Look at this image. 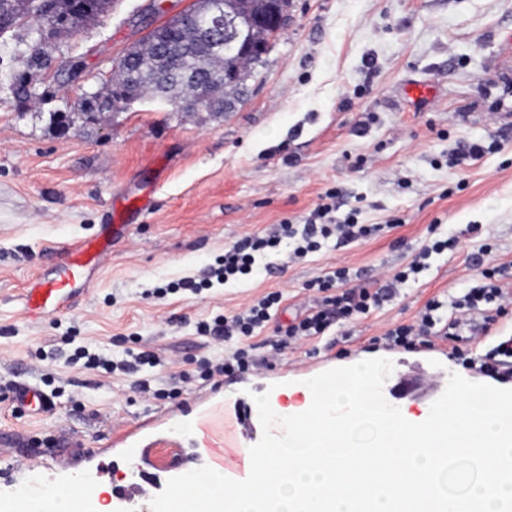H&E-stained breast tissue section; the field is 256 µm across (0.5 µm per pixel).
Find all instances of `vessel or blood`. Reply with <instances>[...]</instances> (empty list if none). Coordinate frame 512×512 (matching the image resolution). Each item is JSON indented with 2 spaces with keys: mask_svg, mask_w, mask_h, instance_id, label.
<instances>
[{
  "mask_svg": "<svg viewBox=\"0 0 512 512\" xmlns=\"http://www.w3.org/2000/svg\"><path fill=\"white\" fill-rule=\"evenodd\" d=\"M104 255V245L94 241L69 249L59 260L55 274L40 275L30 281L23 294L25 317L38 321L48 313L69 308L76 294L90 288L92 281L88 272L100 265ZM14 397L32 414L51 407L47 395L34 385L18 386ZM181 412L178 406L162 409L136 424L114 431L112 445L118 454L137 456L145 461L146 467L113 489L112 512H151L152 498L165 488L170 478L215 464L211 430L218 417L232 415V440L236 447H251L262 437L258 414L253 413L243 399L220 400L219 390L214 387L197 398L194 423L199 436L187 450L180 441L165 435Z\"/></svg>",
  "mask_w": 512,
  "mask_h": 512,
  "instance_id": "b4317fda",
  "label": "vessel or blood"
}]
</instances>
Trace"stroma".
Here are the masks:
<instances>
[{
	"label": "stroma",
	"mask_w": 512,
	"mask_h": 512,
	"mask_svg": "<svg viewBox=\"0 0 512 512\" xmlns=\"http://www.w3.org/2000/svg\"><path fill=\"white\" fill-rule=\"evenodd\" d=\"M112 0L110 10L75 31L39 39L34 21L0 36V453L40 469L44 454L74 483L110 464L115 428L144 415L192 406L208 390L181 375L203 358H225L222 344L196 332L199 321L230 315L279 289V324L314 303L306 285L331 267L364 270L368 279L407 263L429 225L491 233L499 261L512 262V0H291L270 52L254 65L243 98L221 115L177 112L157 99L86 123L74 113L84 94L108 96L121 56L193 0ZM48 58L32 63L34 46ZM32 78L17 98L14 83ZM433 89L425 101L406 96L409 82ZM73 116L60 129L55 114ZM489 145L481 158L452 164L459 147ZM342 211L390 232L299 261L274 258L278 274L217 286L200 294L155 298L151 289L201 278L225 247L286 221L301 224L329 188ZM149 194L146 213L116 210ZM112 247L89 292L66 310L34 322L20 295L33 276L54 269L73 243ZM473 240L437 261L384 310L341 324L330 354L336 367L386 358L394 367L421 361L425 348L387 349L376 341L410 324L425 302L452 295L477 270ZM162 360L155 389L175 398L132 399L130 376L72 365L75 347L118 359L124 337ZM268 358L267 368L223 380L221 392L260 393L282 383V405H301L296 369L306 347ZM27 382L56 391L54 407L30 415L10 387Z\"/></svg>",
	"instance_id": "35a3bbf8"
}]
</instances>
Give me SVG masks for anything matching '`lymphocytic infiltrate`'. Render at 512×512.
<instances>
[{"instance_id":"lymphocytic-infiltrate-1","label":"lymphocytic infiltrate","mask_w":512,"mask_h":512,"mask_svg":"<svg viewBox=\"0 0 512 512\" xmlns=\"http://www.w3.org/2000/svg\"><path fill=\"white\" fill-rule=\"evenodd\" d=\"M335 197L334 190L325 191L313 211V221L279 224L269 233L245 236L225 248L223 255L211 265L208 280L172 281L156 287L155 295L160 297L180 290L198 294L216 284L224 285L250 277L260 268L273 272L271 258L280 252H287L292 259H302L320 252L329 243L341 247L370 239L381 232V225L359 223L357 210L336 216ZM459 245L457 236L441 233L438 225L434 224L414 258L405 267L384 277L379 286L350 287L353 273L345 266L333 268L309 282V289L319 295L318 302L287 327L276 328V338L271 343L275 354H282L314 339L329 337L340 322L354 321L381 311L403 288L419 281L438 256L457 250ZM493 250L490 239H482L476 251L468 257L478 269L472 285L448 299L439 295L429 299L414 323L388 329L382 338L383 345L391 349L411 350L420 343L429 344L437 340L447 343L450 356L460 357L464 366L477 368L492 378H511L512 336H498L494 330L501 318L512 313V264L498 262ZM283 298L282 291H270L237 314L229 317L219 315L212 321L200 322L197 326L199 335L234 347L232 354L222 361L203 362L201 379L212 381L253 370L256 362L250 354L251 341L261 335L275 318ZM476 334L494 338L492 346L477 361L464 355L465 346L471 344ZM124 353V359L115 362L80 346L74 356L91 370L136 375L134 391L150 393L149 380L140 377L139 372L143 366L156 365L155 355L132 347L125 348Z\"/></svg>"}]
</instances>
